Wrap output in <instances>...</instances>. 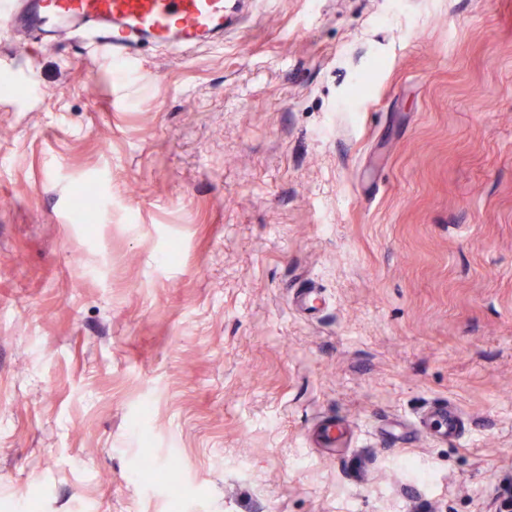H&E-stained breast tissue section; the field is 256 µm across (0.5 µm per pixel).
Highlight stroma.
Listing matches in <instances>:
<instances>
[{
    "label": "stroma",
    "mask_w": 512,
    "mask_h": 512,
    "mask_svg": "<svg viewBox=\"0 0 512 512\" xmlns=\"http://www.w3.org/2000/svg\"><path fill=\"white\" fill-rule=\"evenodd\" d=\"M226 16L126 74L0 31V501L169 512L150 455L181 512H494L512 0ZM81 185L96 223L71 221ZM442 402L461 437L420 426ZM322 421L347 446H315Z\"/></svg>",
    "instance_id": "stroma-1"
}]
</instances>
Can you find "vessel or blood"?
Listing matches in <instances>:
<instances>
[{
    "label": "vessel or blood",
    "instance_id": "1",
    "mask_svg": "<svg viewBox=\"0 0 512 512\" xmlns=\"http://www.w3.org/2000/svg\"><path fill=\"white\" fill-rule=\"evenodd\" d=\"M0 25L94 31L99 55L127 64L145 43L178 49L223 40L225 0H0Z\"/></svg>",
    "mask_w": 512,
    "mask_h": 512
}]
</instances>
